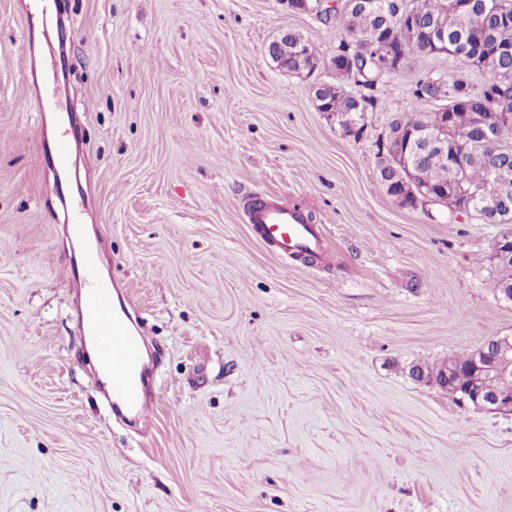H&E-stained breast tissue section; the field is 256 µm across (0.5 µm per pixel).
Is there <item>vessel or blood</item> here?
<instances>
[{
	"instance_id": "b4317fda",
	"label": "vessel or blood",
	"mask_w": 512,
	"mask_h": 512,
	"mask_svg": "<svg viewBox=\"0 0 512 512\" xmlns=\"http://www.w3.org/2000/svg\"><path fill=\"white\" fill-rule=\"evenodd\" d=\"M249 220L260 236L284 254L306 250L318 251L322 240L313 224L297 207L282 204L255 203ZM99 254L94 248L84 249L81 271L64 267L63 274L74 282L85 313L86 326L93 338L99 364L112 379V396L122 411L139 419L150 414L159 392L148 391L143 380L144 336L135 332L129 314L118 312L109 287L93 285Z\"/></svg>"
}]
</instances>
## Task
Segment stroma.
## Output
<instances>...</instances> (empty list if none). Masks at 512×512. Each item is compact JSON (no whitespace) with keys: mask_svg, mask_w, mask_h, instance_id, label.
Returning a JSON list of instances; mask_svg holds the SVG:
<instances>
[{"mask_svg":"<svg viewBox=\"0 0 512 512\" xmlns=\"http://www.w3.org/2000/svg\"><path fill=\"white\" fill-rule=\"evenodd\" d=\"M53 2L30 46L33 0H0V512H512V416L432 375L512 336L493 259L512 226L446 223L378 180V135L457 61L416 56L357 138L313 93L341 28L286 0ZM284 30L324 68L278 69ZM61 121L80 174L63 191L43 157ZM259 200L308 214L314 262L258 237ZM80 210L157 364L163 397L134 428L61 275Z\"/></svg>","mask_w":512,"mask_h":512,"instance_id":"obj_1","label":"stroma"}]
</instances>
